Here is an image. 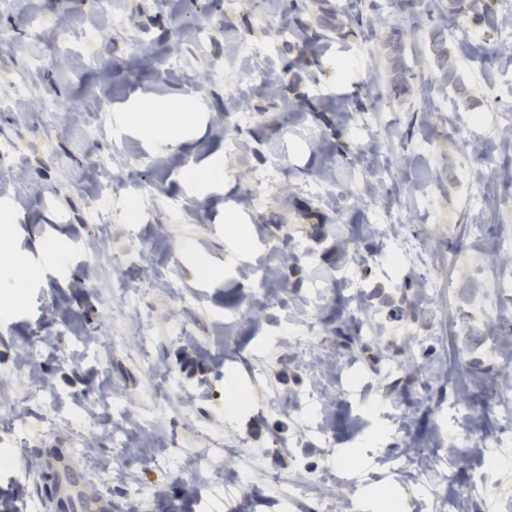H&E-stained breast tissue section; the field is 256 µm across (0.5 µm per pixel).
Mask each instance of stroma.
Returning <instances> with one entry per match:
<instances>
[{
  "label": "stroma",
  "instance_id": "obj_1",
  "mask_svg": "<svg viewBox=\"0 0 512 512\" xmlns=\"http://www.w3.org/2000/svg\"><path fill=\"white\" fill-rule=\"evenodd\" d=\"M330 5L344 26L304 59L312 0L0 9V158L28 163L0 181L4 245L38 271L0 313V501L46 512L37 481L56 448L112 512H313L346 493L350 512H379L382 491L412 512H512V456L482 455L512 419V299L491 324L469 316L508 272L494 256L512 217L495 203L512 195V142L479 120L512 127V64L498 61L512 26L462 23L448 0ZM201 26L210 37L188 40ZM439 36L468 99L436 80ZM140 99L194 101L197 125L145 139L125 120ZM217 152L223 180H186ZM129 179L152 192L124 218ZM106 180L103 224L85 198ZM229 215L248 247L226 236ZM409 246L433 293L417 262L391 261ZM309 317L323 337L310 351L295 340ZM329 469L342 482L311 481ZM281 482L310 494L282 507Z\"/></svg>",
  "mask_w": 512,
  "mask_h": 512
}]
</instances>
